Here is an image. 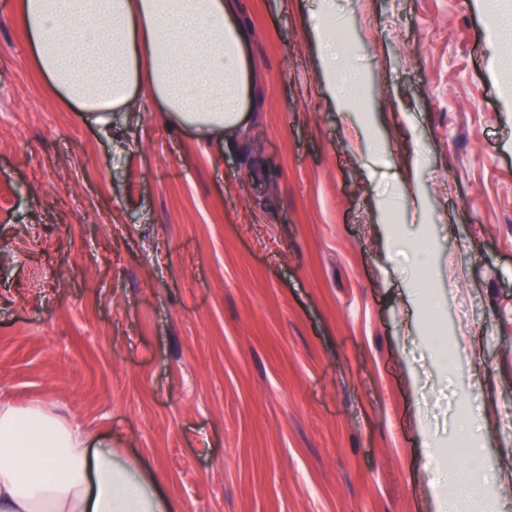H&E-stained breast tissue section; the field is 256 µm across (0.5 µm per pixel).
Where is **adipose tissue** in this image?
Returning a JSON list of instances; mask_svg holds the SVG:
<instances>
[{"instance_id":"ef3b65f1","label":"adipose tissue","mask_w":512,"mask_h":512,"mask_svg":"<svg viewBox=\"0 0 512 512\" xmlns=\"http://www.w3.org/2000/svg\"><path fill=\"white\" fill-rule=\"evenodd\" d=\"M14 17L40 77L77 112L137 110L150 96L167 123L206 140L245 134L256 81L239 0H16ZM325 87L343 105L359 79L337 66L311 24ZM0 512H180L142 462H124L54 406L0 400Z\"/></svg>"}]
</instances>
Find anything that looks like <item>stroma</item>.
<instances>
[{"label":"stroma","mask_w":512,"mask_h":512,"mask_svg":"<svg viewBox=\"0 0 512 512\" xmlns=\"http://www.w3.org/2000/svg\"><path fill=\"white\" fill-rule=\"evenodd\" d=\"M14 3L0 396L111 436L181 512H429L457 470L434 477L432 446L473 471L478 512L512 508V42L492 23L512 0H245L249 159L148 101L103 136L45 90ZM317 20L359 76L350 107ZM308 40L319 49V64L322 81L342 105L351 106L358 98V75L349 71L348 64L336 67V45L326 27L322 24H310L305 28Z\"/></svg>","instance_id":"stroma-1"}]
</instances>
